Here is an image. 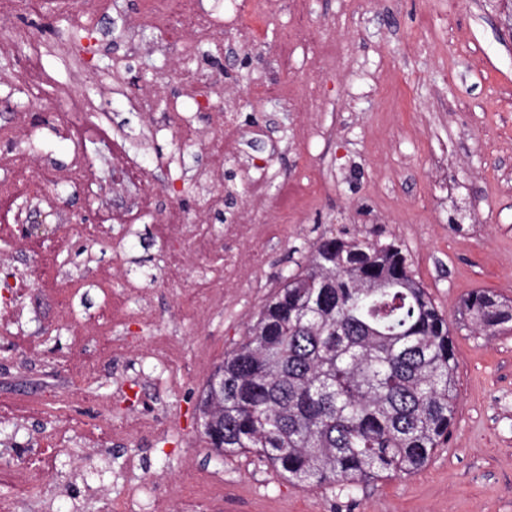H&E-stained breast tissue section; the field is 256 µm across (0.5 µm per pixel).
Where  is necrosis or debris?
<instances>
[{
	"label": "necrosis or debris",
	"mask_w": 512,
	"mask_h": 512,
	"mask_svg": "<svg viewBox=\"0 0 512 512\" xmlns=\"http://www.w3.org/2000/svg\"><path fill=\"white\" fill-rule=\"evenodd\" d=\"M117 8L116 0H62L69 29L85 34L86 49L75 51L67 32H55L53 50L67 60L70 70L68 83L57 87L44 65L43 39L30 24L34 18L47 19L46 0H0V59L8 65L11 83L34 94V105L43 120L42 125H35L26 112L18 111L11 124L0 125V237L36 256L34 262L22 264V279L0 280V291L13 292L20 299L26 298L35 285L58 292L63 273L52 256L42 252V240L23 227L18 206L23 202L44 204L59 212L63 223H70L66 198L54 193L60 185L67 187L69 196L96 204L104 186L86 152L87 144L93 143L105 148L112 176L132 186L134 193L123 206L97 207L96 220L84 224V233L97 239L104 237L111 225L133 224L156 215L157 234L166 245L164 273L171 279L182 274L185 242H192L197 251L212 252L217 238H224L223 262L210 265L201 273L216 306H223L227 288L247 281L264 265L267 244L284 236L285 225L238 220L225 224L218 233L204 223L188 224L177 206L159 209L160 187L126 149L125 135L113 126L106 100L93 96L90 89L98 86L107 95L114 94L116 69L133 62V52L145 35L159 33L162 50L171 54L183 85L181 93L148 88L138 93L125 92L124 97L132 111L163 113L166 128L183 145H206L207 181L214 186L222 181L224 164L237 154L243 137L236 110L240 94L225 87L220 70L199 64L198 59L217 57L225 42L231 41L247 46L260 64H269L261 35L267 17L278 10V0H261L254 8L247 0H221L209 11L194 6L192 0H139V9L128 23V47L115 57L113 71L106 73L94 63L96 38L104 29V20ZM294 39L306 46L309 70L299 103L313 112L322 102L320 74L326 65L336 64L340 55L335 44L313 40L306 31L296 32ZM188 98L195 102L197 111L209 113V129H201L186 115L184 101ZM47 128L65 134L76 146L65 165L38 157L36 142ZM145 354L165 367L168 385H175L182 364L179 337L157 330L149 337Z\"/></svg>",
	"instance_id": "obj_1"
}]
</instances>
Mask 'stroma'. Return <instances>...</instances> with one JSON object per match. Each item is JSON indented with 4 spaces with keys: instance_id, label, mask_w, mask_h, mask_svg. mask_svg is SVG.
Listing matches in <instances>:
<instances>
[{
    "instance_id": "1",
    "label": "stroma",
    "mask_w": 512,
    "mask_h": 512,
    "mask_svg": "<svg viewBox=\"0 0 512 512\" xmlns=\"http://www.w3.org/2000/svg\"><path fill=\"white\" fill-rule=\"evenodd\" d=\"M303 21L317 37H332L347 55L321 82L325 104L305 112L298 103L242 101L240 119L249 140L245 154L225 164L224 209L209 218L222 227L236 218V200L257 221L285 223L287 240L269 244L262 287L230 288L223 310L207 305L199 272L210 255L188 254L179 279L163 271L165 247L151 219L116 224L110 235L86 238L68 225L61 260L72 292L68 327L57 323L56 298L33 291L21 327L40 342L34 361L16 336L0 332V494L13 493L67 411L86 427L99 425L91 403L69 402L71 388L109 394L114 419L146 413L162 417L171 435L130 431L103 443L102 464L80 466L81 433L71 432L42 487L23 512H108L123 507L134 487L151 488L177 512L188 474L214 472L220 482L201 512H512V331L490 336L456 326L457 305L484 288L512 299V0L488 9L482 0H293L279 21L286 31ZM232 57L224 80L236 89L279 81L297 89L306 79L301 55L263 70L244 65L243 54L225 43ZM120 77L129 87L177 81L169 60L143 48L134 67ZM114 123L132 138H146L135 153L162 186L160 207L181 206L196 223L201 198L193 177L206 156L170 133H156V117L111 104ZM318 121L335 128L334 139L313 148L294 144L297 123ZM177 153L178 170L162 158ZM262 159L270 184L266 200L247 203L240 171ZM314 183L312 202L301 212L279 215L281 176ZM346 229L368 236H393L407 248L414 275L435 306L453 321L459 373L457 413L448 439L428 463L409 476L364 484L354 500L336 489L288 481L254 454H218L197 427L206 381L239 344L259 309L283 276L306 264L325 232ZM112 271L115 284L132 282L133 303L148 302L152 317L130 324L125 334L147 340L168 329L185 346L178 385L159 386L162 369L145 359L107 364L80 374L76 361L103 343L98 322L106 299L95 284V267ZM197 297L195 312L179 310L184 295ZM204 353V368L195 356ZM55 394L56 402L29 419L11 406Z\"/></svg>"
}]
</instances>
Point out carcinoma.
<instances>
[{
  "mask_svg": "<svg viewBox=\"0 0 512 512\" xmlns=\"http://www.w3.org/2000/svg\"><path fill=\"white\" fill-rule=\"evenodd\" d=\"M458 322L510 331L512 300L476 289ZM220 368L210 447L253 453L293 482L348 497L420 470L456 413L448 319L392 237L322 234Z\"/></svg>",
  "mask_w": 512,
  "mask_h": 512,
  "instance_id": "cac0c4a2",
  "label": "carcinoma"
}]
</instances>
